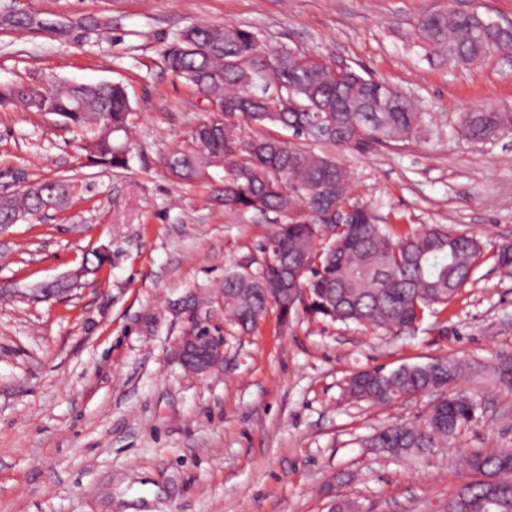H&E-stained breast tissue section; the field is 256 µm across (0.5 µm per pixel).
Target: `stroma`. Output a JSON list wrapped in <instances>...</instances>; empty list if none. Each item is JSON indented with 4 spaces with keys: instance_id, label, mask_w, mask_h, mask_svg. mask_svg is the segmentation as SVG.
Masks as SVG:
<instances>
[{
    "instance_id": "1",
    "label": "stroma",
    "mask_w": 512,
    "mask_h": 512,
    "mask_svg": "<svg viewBox=\"0 0 512 512\" xmlns=\"http://www.w3.org/2000/svg\"><path fill=\"white\" fill-rule=\"evenodd\" d=\"M39 12L48 28L0 32V87L73 80L122 85L130 104L124 168L90 164L93 125L24 104L0 109V195L48 178L74 199L0 234V512H446L469 474L462 456L512 448V275L492 253L512 243V135L460 137L464 113L512 107V61L448 67L414 47L428 11L457 8L503 23L512 0H0ZM105 26L67 34L60 17ZM241 26L261 51L287 48L364 69L423 114L414 139L367 154L320 142L349 173L353 200L408 235L439 224L487 253L474 279L402 333L269 307L248 334L224 331V365L187 374L175 356L176 304L260 257L274 214L229 212L215 200L223 171L182 180L167 158L210 112L169 72L163 49L195 24ZM106 249L100 272L48 301L40 284ZM447 359L456 387L479 403L447 447L420 459L383 457L365 441L420 421L435 398L351 399L373 367Z\"/></svg>"
}]
</instances>
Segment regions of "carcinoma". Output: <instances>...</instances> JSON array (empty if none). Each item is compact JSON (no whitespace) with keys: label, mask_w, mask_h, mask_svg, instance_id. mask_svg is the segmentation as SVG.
<instances>
[{"label":"carcinoma","mask_w":512,"mask_h":512,"mask_svg":"<svg viewBox=\"0 0 512 512\" xmlns=\"http://www.w3.org/2000/svg\"><path fill=\"white\" fill-rule=\"evenodd\" d=\"M425 55L450 66L474 64L505 51L512 39L477 12H425L412 37ZM164 63L175 76L216 101L225 116L213 114L171 155L168 164L187 179L203 180L224 167V209L255 210L288 218L261 247L262 268L250 259L224 271V322L242 333L253 331L274 303L283 319L294 305L288 289H301L304 311L332 321L355 322L386 331L413 326L426 309L446 304L472 278L483 253L480 240L429 227L412 236H397L374 223L369 208L351 201L346 170L335 160L302 144L266 136L269 124L292 130L304 139L303 128L317 110L338 127L324 142L367 153L405 143L416 133L421 112L395 89L363 76L351 67L344 72L314 60L303 62L280 50L270 55L265 80L293 94L308 112H279V100L254 104L244 98L246 70L227 60L258 59L255 34L240 26L193 25L168 43ZM390 100L386 112L375 111L373 90ZM18 100L38 112H51L77 126L90 122L98 136L88 145L95 163L119 168L125 162L114 136L127 132L130 112L119 84L58 82L49 88L1 87L0 107ZM256 134L244 140L241 125ZM512 130V112L481 107L465 114L461 134L467 140L496 139ZM65 180L36 182L14 196L0 199V224H15L43 211L63 210L71 202ZM460 376L459 366L446 360L430 364L382 367L353 376L349 394L375 402L406 393L437 392ZM477 401L462 391L444 393L420 423H394L368 440L369 447L391 455H427L448 444L475 418ZM463 463L476 479L459 486L448 500L451 512H512V448L474 452Z\"/></svg>","instance_id":"cac0c4a2"}]
</instances>
